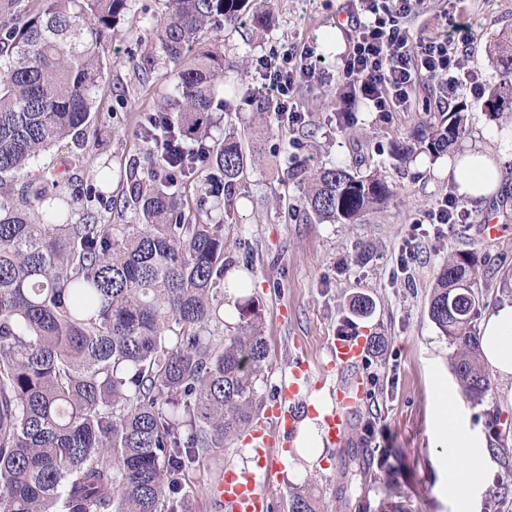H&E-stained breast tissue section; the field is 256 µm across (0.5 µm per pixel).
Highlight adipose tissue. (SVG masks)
Here are the masks:
<instances>
[{
  "label": "adipose tissue",
  "instance_id": "adipose-tissue-1",
  "mask_svg": "<svg viewBox=\"0 0 512 512\" xmlns=\"http://www.w3.org/2000/svg\"><path fill=\"white\" fill-rule=\"evenodd\" d=\"M459 193L470 202L488 198L497 188L501 170L490 154L483 150H467L459 154L453 165ZM480 349L492 372L501 378H512V304L494 310L479 332ZM439 414L437 436L440 447L448 451L449 464H462L452 493L463 512H470L475 493L486 479L490 455L488 444L470 415L458 403L452 391H445Z\"/></svg>",
  "mask_w": 512,
  "mask_h": 512
}]
</instances>
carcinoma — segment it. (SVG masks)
<instances>
[{"mask_svg": "<svg viewBox=\"0 0 512 512\" xmlns=\"http://www.w3.org/2000/svg\"><path fill=\"white\" fill-rule=\"evenodd\" d=\"M156 24L175 67V102L144 113L148 154L157 143L194 141L210 165L209 192L240 183L243 140L206 143L224 55L201 45L208 29L244 21L261 30L260 0H168ZM128 0H44L22 26L0 33V182L92 118L105 73L102 52ZM505 74L483 103L512 98V35L489 46ZM469 106L428 112L391 156H440L468 132ZM59 157L32 176L29 212L0 196V512H185L193 473L262 409L259 381L269 347L259 310L239 312L224 336V234L202 224L171 191L192 172L131 184L140 223L104 224L86 209L81 224L53 206ZM288 174L304 184L303 213L319 223L357 224L384 210L397 189L373 169L330 164ZM477 273L470 252L440 269L428 314L457 346L462 394L479 400L490 377L478 357L473 320ZM289 512H318L309 484L288 489Z\"/></svg>", "mask_w": 512, "mask_h": 512, "instance_id": "cac0c4a2", "label": "carcinoma"}]
</instances>
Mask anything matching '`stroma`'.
<instances>
[{"label":"stroma","instance_id":"stroma-1","mask_svg":"<svg viewBox=\"0 0 512 512\" xmlns=\"http://www.w3.org/2000/svg\"><path fill=\"white\" fill-rule=\"evenodd\" d=\"M339 4L270 0V22L264 30L243 24L204 34V44H221L226 74L246 82L233 93L218 91L222 104L213 114L210 141H222L225 134L237 131L263 137L264 147L229 198L210 196L204 167L175 189L203 221L223 223L226 269L247 276L246 287L234 290L224 322L235 326L240 306L251 300L258 304L270 351L260 386L264 399L276 396L283 375L298 360L314 366L326 362L328 344L335 337L385 340L381 353L364 352L356 367L366 395L350 420L347 445L362 452L366 478L346 480L343 453L317 448L311 458L286 463L269 488L271 512H288V487L305 482L314 486L323 512H457L446 454L436 445L433 426L439 390L456 380V347L430 320L428 303L440 267L457 251L475 257L480 317L512 302V157L501 159L498 192L470 206L468 223H423L435 202L456 189L455 178L435 164H402L388 155L392 143L411 137L423 113L397 112L388 121L362 103L353 123L337 124L343 103L334 76L342 57L327 49L325 39L339 26ZM165 10L166 0H129L109 36L108 69L93 119L61 146L64 155L77 159L66 174L71 188H101L106 203L99 212L108 224L136 223L135 208L124 191L149 166L139 117L176 97L173 65L155 32ZM443 12L471 25L466 60L480 73L483 93H490L502 67L488 47L503 32L512 31V0H427L416 27L436 30ZM300 42L311 43L324 55L331 78L323 85L304 83L298 88L312 135L295 152L287 139L265 135L274 121L258 111L261 97L252 61ZM469 127L458 150L499 151L504 134L512 131V107L493 116L473 108ZM294 152L311 170L330 163L363 172L378 169L397 195L386 211L363 224L296 218L303 186L287 176ZM488 214L501 226L492 239L483 238L480 231ZM417 220L422 223L418 229L413 226ZM411 237L416 257L402 272L397 268L400 248ZM359 296L372 300L370 315L351 314L350 303ZM465 407L472 423L492 440L476 512H512V380L492 378L482 399ZM229 464L252 468L242 441L225 443L216 459L196 471L188 512H218L212 486Z\"/></svg>","mask_w":512,"mask_h":512}]
</instances>
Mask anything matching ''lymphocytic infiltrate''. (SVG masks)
Wrapping results in <instances>:
<instances>
[{"mask_svg":"<svg viewBox=\"0 0 512 512\" xmlns=\"http://www.w3.org/2000/svg\"><path fill=\"white\" fill-rule=\"evenodd\" d=\"M424 4L349 0V50L337 83L347 111L363 100L384 115L408 111L425 78L437 83L445 101L465 88L479 90V75L466 64L454 39L414 28ZM254 69L261 80L257 92L280 125L299 112L296 91L301 83L328 78L322 57L307 43L259 56Z\"/></svg>","mask_w":512,"mask_h":512,"instance_id":"obj_1","label":"lymphocytic infiltrate"}]
</instances>
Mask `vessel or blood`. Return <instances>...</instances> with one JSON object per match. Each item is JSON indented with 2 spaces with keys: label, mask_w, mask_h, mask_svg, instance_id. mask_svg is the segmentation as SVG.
<instances>
[{
  "label": "vessel or blood",
  "mask_w": 512,
  "mask_h": 512,
  "mask_svg": "<svg viewBox=\"0 0 512 512\" xmlns=\"http://www.w3.org/2000/svg\"><path fill=\"white\" fill-rule=\"evenodd\" d=\"M331 367L343 372L361 358L363 346L360 339L339 337L331 346ZM314 373L308 363L301 362L292 368L277 399L270 407L266 420L257 424L246 437L256 467L252 470H227L215 485V500L220 512H269L270 500L263 490V483L271 482L277 467L282 466L284 454H272L275 444L273 432L292 437L297 427L295 401L301 392L309 389ZM364 397L362 384H355L336 395V403L322 421L323 440L327 445L345 446L347 437V412Z\"/></svg>",
  "instance_id": "vessel-or-blood-1"
}]
</instances>
